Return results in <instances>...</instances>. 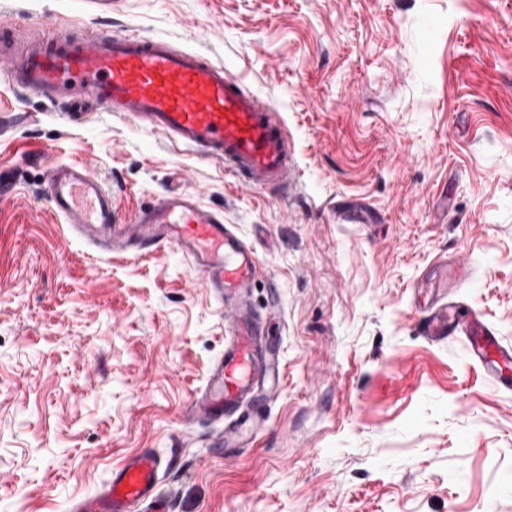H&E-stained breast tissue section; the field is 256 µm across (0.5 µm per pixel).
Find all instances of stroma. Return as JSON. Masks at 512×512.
Here are the masks:
<instances>
[{"instance_id":"1","label":"stroma","mask_w":512,"mask_h":512,"mask_svg":"<svg viewBox=\"0 0 512 512\" xmlns=\"http://www.w3.org/2000/svg\"><path fill=\"white\" fill-rule=\"evenodd\" d=\"M50 18L208 54L284 120L295 173L251 186L0 82V512H70L147 448L171 512H512V389L421 334L443 259L512 346V0H0L15 33ZM75 162L119 216L195 192L256 250L279 377L245 447L188 418L232 311L173 248L74 237L46 187Z\"/></svg>"}]
</instances>
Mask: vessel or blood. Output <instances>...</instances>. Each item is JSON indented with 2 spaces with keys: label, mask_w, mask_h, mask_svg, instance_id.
Wrapping results in <instances>:
<instances>
[{
  "label": "vessel or blood",
  "mask_w": 512,
  "mask_h": 512,
  "mask_svg": "<svg viewBox=\"0 0 512 512\" xmlns=\"http://www.w3.org/2000/svg\"><path fill=\"white\" fill-rule=\"evenodd\" d=\"M0 63L5 66L0 75L15 89L65 104L68 122H81L89 108L102 106L136 128L223 161L226 172L251 185L288 184L293 154L278 113L194 48L128 29L82 34L54 22L31 38L1 37ZM48 187L53 211L93 249L174 247L221 300L236 305L235 339L196 394L189 417L225 421V446H239L247 419L241 408L267 372L257 322L239 308L242 292L264 273L252 245L193 193L169 191L120 222L111 192L86 167L53 166ZM459 332L466 335L473 360L492 368L512 363V347L479 315L460 327L449 318L447 305L432 307L425 336L436 341ZM161 470L153 452L141 451L113 470L98 495L75 502L73 512H139L145 503L149 512H169Z\"/></svg>",
  "instance_id": "vessel-or-blood-1"
}]
</instances>
